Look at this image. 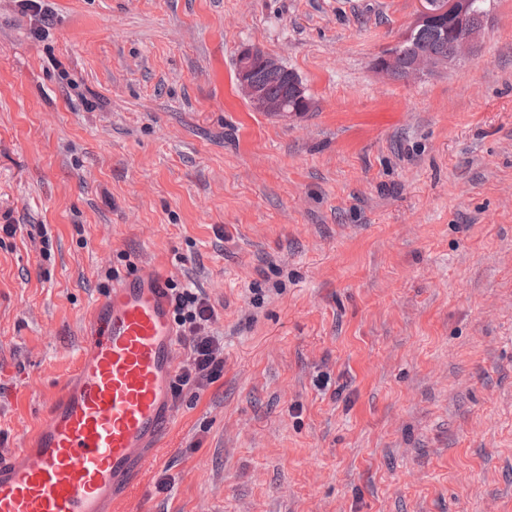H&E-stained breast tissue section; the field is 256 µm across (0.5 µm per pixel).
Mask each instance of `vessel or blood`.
<instances>
[{"mask_svg":"<svg viewBox=\"0 0 512 512\" xmlns=\"http://www.w3.org/2000/svg\"><path fill=\"white\" fill-rule=\"evenodd\" d=\"M70 378L19 456L0 453V512H110L157 460L174 413L176 332L166 277L144 268L92 306Z\"/></svg>","mask_w":512,"mask_h":512,"instance_id":"1","label":"vessel or blood"}]
</instances>
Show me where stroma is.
Returning <instances> with one entry per match:
<instances>
[{"instance_id": "stroma-1", "label": "stroma", "mask_w": 512, "mask_h": 512, "mask_svg": "<svg viewBox=\"0 0 512 512\" xmlns=\"http://www.w3.org/2000/svg\"><path fill=\"white\" fill-rule=\"evenodd\" d=\"M41 5L0 0V452L157 264L224 371L125 512H512V0L401 80L375 63L418 0ZM249 46L308 112L252 111Z\"/></svg>"}]
</instances>
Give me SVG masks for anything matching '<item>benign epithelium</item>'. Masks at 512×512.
<instances>
[{
  "label": "benign epithelium",
  "instance_id": "obj_1",
  "mask_svg": "<svg viewBox=\"0 0 512 512\" xmlns=\"http://www.w3.org/2000/svg\"><path fill=\"white\" fill-rule=\"evenodd\" d=\"M444 13H448V0H419L413 25L435 24L439 22L437 16ZM470 14L471 11L467 7H458L455 10L452 25L453 59H438L428 52L420 50L417 52L411 74H418L425 69H438L472 57L474 38L470 30ZM260 72L276 73L281 75L283 79H288V68L262 49L258 47L243 49L238 56L236 78L254 111L286 120L290 116H300L309 110L308 99L297 78L291 79L293 105L290 106L267 96L264 88L257 80V74Z\"/></svg>",
  "mask_w": 512,
  "mask_h": 512
}]
</instances>
